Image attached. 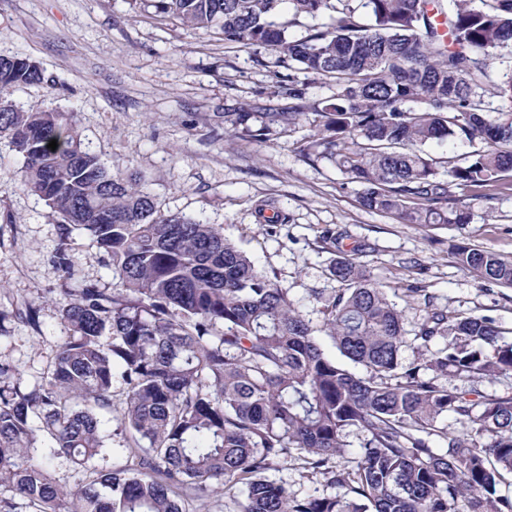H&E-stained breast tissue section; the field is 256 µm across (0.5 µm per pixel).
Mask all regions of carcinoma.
<instances>
[{
  "label": "carcinoma",
  "mask_w": 512,
  "mask_h": 512,
  "mask_svg": "<svg viewBox=\"0 0 512 512\" xmlns=\"http://www.w3.org/2000/svg\"><path fill=\"white\" fill-rule=\"evenodd\" d=\"M195 31L271 49L278 62L333 83L286 112H226L269 141L305 112L317 117L299 146L361 190L362 207L409 224L471 222L452 192L476 198L512 189V0H141ZM302 26L299 38L290 28ZM44 81L27 57L0 56V139L22 158L18 185L63 222L52 262L79 266L73 230L87 232L112 270L53 300L69 333L40 381L21 387L0 360V512H190L187 499L221 496L232 512H512V396L472 382L512 374V342L493 317L429 310L410 331L344 234L326 230L341 284L321 331L355 373L326 356L288 292L200 218L166 214L136 178L114 174L89 151L73 114L25 110L10 99ZM57 140V148L47 145ZM465 144L448 178L425 151ZM459 267L512 287V260L449 244ZM414 346L415 361L402 351ZM443 377L460 381L444 385ZM121 381L123 399L114 383ZM122 405L126 464L73 487L50 463L75 471L104 458L106 416ZM451 415L458 434L441 426ZM39 425H34L33 420ZM362 434L346 460L347 431ZM40 441L48 442L38 451ZM291 460L321 473L334 495L299 498L265 473Z\"/></svg>",
  "instance_id": "carcinoma-1"
}]
</instances>
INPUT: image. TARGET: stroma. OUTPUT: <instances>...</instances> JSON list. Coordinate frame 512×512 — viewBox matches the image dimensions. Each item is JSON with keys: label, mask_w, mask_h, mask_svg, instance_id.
Listing matches in <instances>:
<instances>
[{"label": "stroma", "mask_w": 512, "mask_h": 512, "mask_svg": "<svg viewBox=\"0 0 512 512\" xmlns=\"http://www.w3.org/2000/svg\"><path fill=\"white\" fill-rule=\"evenodd\" d=\"M0 55L32 58L44 71V84L12 92L17 105L74 113L85 144L112 171L137 173L163 210L223 225L313 326L339 288L333 255L320 242L336 228L349 233L344 246L366 242L359 259L395 289L406 325L420 322L431 303L491 316L512 342V288L482 286L448 250L464 240L512 257V191L467 198L472 221L464 226L400 224L363 208L359 186L329 163L298 155L313 114L268 142L224 129L225 113L277 112L290 105L289 89L314 101L333 86L297 69L261 66L253 50L178 20H154L135 0H0ZM21 164L0 145V359L30 385L67 334L45 297L68 283L51 261L61 218L15 189ZM264 199L272 207L260 208ZM71 247L79 278L111 287L112 273L85 231L73 232ZM416 280L423 294H406ZM24 301L40 303L38 324L16 317Z\"/></svg>", "instance_id": "35a3bbf8"}]
</instances>
